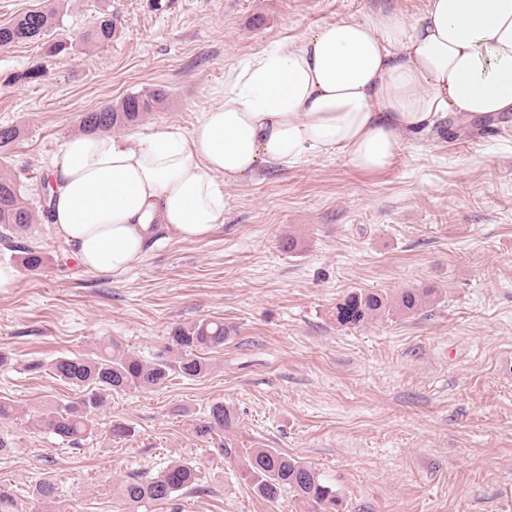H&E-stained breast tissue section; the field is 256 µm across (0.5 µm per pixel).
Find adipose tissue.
Wrapping results in <instances>:
<instances>
[{
  "label": "adipose tissue",
  "mask_w": 512,
  "mask_h": 512,
  "mask_svg": "<svg viewBox=\"0 0 512 512\" xmlns=\"http://www.w3.org/2000/svg\"><path fill=\"white\" fill-rule=\"evenodd\" d=\"M512 112V0H427L341 19L229 71L191 132L80 133L50 163L53 224L89 271L128 269L158 234L202 240L224 222L225 185L335 153L392 166L401 141L448 117Z\"/></svg>",
  "instance_id": "adipose-tissue-1"
}]
</instances>
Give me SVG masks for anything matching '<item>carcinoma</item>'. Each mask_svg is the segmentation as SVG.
Returning a JSON list of instances; mask_svg holds the SVG:
<instances>
[{
	"label": "carcinoma",
	"mask_w": 512,
	"mask_h": 512,
	"mask_svg": "<svg viewBox=\"0 0 512 512\" xmlns=\"http://www.w3.org/2000/svg\"><path fill=\"white\" fill-rule=\"evenodd\" d=\"M60 25L57 8L28 12L0 24V49L16 44L39 41ZM116 16L104 12L91 29L75 35L74 41L60 42L51 51L59 54L73 43L105 44L112 39ZM163 101L159 90L129 93L115 105H105L81 117L82 130L109 133L136 123ZM35 221V213L22 196V184L14 175L0 172V243L17 255L30 271L39 270L45 256L38 247L24 239L23 233ZM430 289L407 288L390 298L376 292H353L336 303V324L357 328L386 312L414 314L430 301ZM236 335V327L220 318H204L175 326L169 336L170 355L150 360L115 347L105 346L94 357H60L50 364L40 360L29 362L28 369H43L53 377L76 388V397L62 402H48L37 416L38 426L57 435L72 447L82 445L92 434V415L104 406L109 396L131 390H151L165 384L172 376L200 378L209 364L202 354L221 350ZM233 425V415L222 402L213 403L206 419L196 426L203 438L226 432ZM242 476L253 491L267 500L278 498L287 490L310 512H334L338 506L336 490L323 480L311 464L299 461L273 448H254L242 463ZM198 466L176 461L149 479L130 477L119 486L123 499L138 507L152 502H168L174 493L190 490L206 493Z\"/></svg>",
	"instance_id": "obj_1"
}]
</instances>
